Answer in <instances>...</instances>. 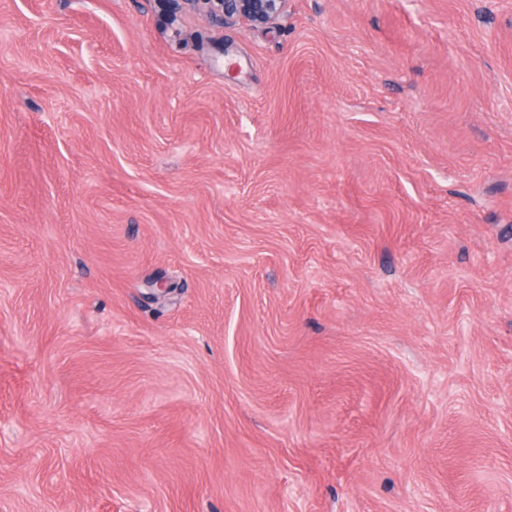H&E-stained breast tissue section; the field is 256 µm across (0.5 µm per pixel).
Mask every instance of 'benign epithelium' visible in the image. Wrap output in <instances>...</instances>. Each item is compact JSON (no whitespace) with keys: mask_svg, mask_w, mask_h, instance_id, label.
<instances>
[{"mask_svg":"<svg viewBox=\"0 0 512 512\" xmlns=\"http://www.w3.org/2000/svg\"><path fill=\"white\" fill-rule=\"evenodd\" d=\"M194 12L216 25L240 17L261 26H272L288 10L289 0H182Z\"/></svg>","mask_w":512,"mask_h":512,"instance_id":"obj_1","label":"benign epithelium"}]
</instances>
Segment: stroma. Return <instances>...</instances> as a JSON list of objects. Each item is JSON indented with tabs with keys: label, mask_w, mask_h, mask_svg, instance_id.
<instances>
[{
	"label": "stroma",
	"mask_w": 512,
	"mask_h": 512,
	"mask_svg": "<svg viewBox=\"0 0 512 512\" xmlns=\"http://www.w3.org/2000/svg\"><path fill=\"white\" fill-rule=\"evenodd\" d=\"M0 512H512V0H0ZM290 0H182L194 12L216 25H224L240 17L261 26H272L288 10Z\"/></svg>",
	"instance_id": "stroma-1"
}]
</instances>
